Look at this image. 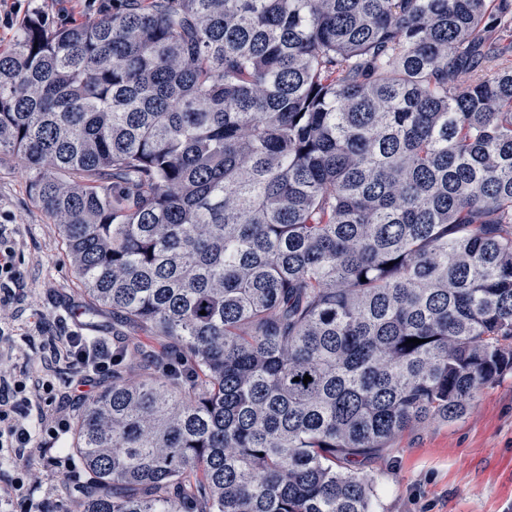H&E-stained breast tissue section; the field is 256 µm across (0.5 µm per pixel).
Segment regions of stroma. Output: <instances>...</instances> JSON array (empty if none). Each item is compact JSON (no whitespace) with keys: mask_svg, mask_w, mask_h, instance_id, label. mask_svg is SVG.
<instances>
[{"mask_svg":"<svg viewBox=\"0 0 512 512\" xmlns=\"http://www.w3.org/2000/svg\"><path fill=\"white\" fill-rule=\"evenodd\" d=\"M111 9L112 0H0V50L31 15L89 24ZM0 242L14 251L22 289L12 317L0 323V354L16 370L33 366L61 320L83 335L122 342L111 312L83 316L88 298L61 231L34 203L24 168L10 155L0 157ZM359 471L376 482V512H512V374L480 390L462 418L403 432Z\"/></svg>","mask_w":512,"mask_h":512,"instance_id":"stroma-1","label":"stroma"}]
</instances>
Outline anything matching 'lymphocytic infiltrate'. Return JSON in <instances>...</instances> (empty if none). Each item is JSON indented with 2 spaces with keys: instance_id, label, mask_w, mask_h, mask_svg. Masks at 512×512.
Wrapping results in <instances>:
<instances>
[{
  "instance_id": "1",
  "label": "lymphocytic infiltrate",
  "mask_w": 512,
  "mask_h": 512,
  "mask_svg": "<svg viewBox=\"0 0 512 512\" xmlns=\"http://www.w3.org/2000/svg\"><path fill=\"white\" fill-rule=\"evenodd\" d=\"M49 349L50 358L42 369L23 376L0 358V451L8 450L15 472L9 491L0 493V512H15L19 501L25 512H50L52 500L29 497L40 483L36 467L47 459L68 476L69 493L81 490L72 478L76 468L68 445L72 422L57 403L85 401L86 387L111 375L112 344L71 330L50 337Z\"/></svg>"
}]
</instances>
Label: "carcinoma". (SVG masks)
<instances>
[{
  "label": "carcinoma",
  "mask_w": 512,
  "mask_h": 512,
  "mask_svg": "<svg viewBox=\"0 0 512 512\" xmlns=\"http://www.w3.org/2000/svg\"><path fill=\"white\" fill-rule=\"evenodd\" d=\"M0 155L85 313L177 348L115 352L64 512H374L357 466L512 373V0L33 16Z\"/></svg>",
  "instance_id": "carcinoma-1"
}]
</instances>
